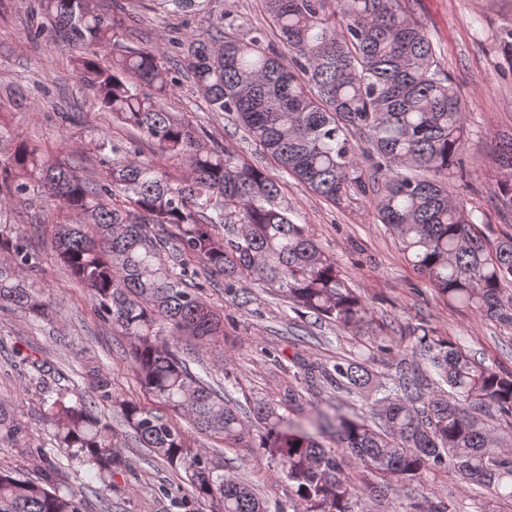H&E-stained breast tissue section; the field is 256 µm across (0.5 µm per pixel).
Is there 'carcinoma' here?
Returning <instances> with one entry per match:
<instances>
[{
	"mask_svg": "<svg viewBox=\"0 0 512 512\" xmlns=\"http://www.w3.org/2000/svg\"><path fill=\"white\" fill-rule=\"evenodd\" d=\"M155 2L187 13L206 0ZM39 5L52 36L74 52L81 84L136 132L124 143L99 136L96 150L112 164L96 181L0 124V146L10 145L0 159V214L39 195L82 218L52 225V248L125 341L141 390L161 406L118 393L90 360L88 387L79 392L49 382L46 361L17 355L40 389L48 441L99 480L96 494L112 490L118 459L112 421L101 412L108 406L119 409L136 444L184 473L192 499L178 502L183 512H195L200 500L216 502L218 512L270 510L194 447L170 413L226 445L264 450L291 483L295 512H359L366 494L380 501L395 481L412 484L448 468L512 500V448L483 419L490 410L512 422V371L475 360L425 321L387 344L336 257L278 203V181L172 112L183 74L211 111L232 115L305 188L334 203L368 199L408 263L448 303L512 326V235L491 239L450 190L470 177L466 114L403 0H264L288 55L265 45L260 31L214 26L187 36L173 65L163 41L125 39L92 0ZM355 135L367 144L369 166ZM141 140L152 144L151 157L140 158ZM498 161L505 176L496 200L509 216L512 138L498 147ZM194 263L221 279L237 307L253 300L242 284L257 281L281 293L302 324L351 333L350 355L303 364L293 379L360 401L364 412L314 406L294 423L285 412L296 407L294 392L286 404L255 397L244 412L224 399L181 346L184 336L206 349L224 336V312L207 301ZM41 271L26 237L0 221V309L53 324L57 301L37 286ZM381 353L393 355L395 378L375 372ZM25 437L22 421L0 406V443L17 446ZM36 457L35 478L0 467V512H86L83 495L61 488L51 453L40 445ZM424 502L419 512H457L449 500Z\"/></svg>",
	"mask_w": 512,
	"mask_h": 512,
	"instance_id": "obj_1",
	"label": "carcinoma"
}]
</instances>
